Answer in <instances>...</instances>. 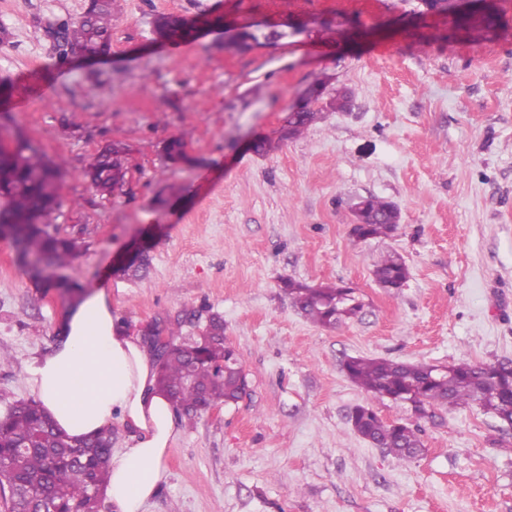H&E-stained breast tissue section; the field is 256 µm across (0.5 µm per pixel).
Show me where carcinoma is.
Segmentation results:
<instances>
[{
  "mask_svg": "<svg viewBox=\"0 0 512 512\" xmlns=\"http://www.w3.org/2000/svg\"><path fill=\"white\" fill-rule=\"evenodd\" d=\"M103 0L90 6L76 22L64 20L55 29L54 49L61 56L75 49L97 53L109 49L112 34V4ZM427 11L456 16L448 0H420ZM160 41L175 42L189 35L178 15H161L153 23ZM323 96L310 91L307 103L292 112L286 136L296 137L316 119L310 103ZM165 151L174 162L187 159L185 142L167 141ZM88 175L101 189L113 191L124 184L126 152L112 145L100 152ZM62 164L52 160L12 124L10 114L0 113V226H12L20 255L38 265L40 288L64 287L71 299L80 287L61 274L74 259L78 244L73 238L47 230L51 215L60 204ZM397 206L383 198L367 197L363 223L353 231L360 238L389 236L397 230ZM378 285L395 288L406 282L403 258L392 253L374 270ZM292 304L310 322L336 327L358 317L363 302L354 289L339 284L310 286L293 279L282 281ZM184 320L167 324L171 341L163 353L153 351L158 366V384L172 408L193 419L218 405H235L241 399L247 375L240 360L227 349L224 318L212 313L200 329L207 336L202 344H191L182 335ZM224 361V372L215 370ZM348 378L376 401L393 402L420 397L426 408L438 405L465 406L480 403L504 426L512 427V361L473 363L460 361L439 371L434 365L414 364L383 358L353 356L345 360ZM354 430L396 458L416 457L422 450L420 426L401 421L382 422L372 415L352 423ZM113 430L108 426L97 435L73 443L59 433L35 400L15 401L0 393V459L10 466L0 469V499L6 512H99L97 492L110 479Z\"/></svg>",
  "mask_w": 512,
  "mask_h": 512,
  "instance_id": "cac0c4a2",
  "label": "carcinoma"
}]
</instances>
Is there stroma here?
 <instances>
[{
  "label": "stroma",
  "mask_w": 512,
  "mask_h": 512,
  "mask_svg": "<svg viewBox=\"0 0 512 512\" xmlns=\"http://www.w3.org/2000/svg\"><path fill=\"white\" fill-rule=\"evenodd\" d=\"M89 0H0V113L62 163L49 231L77 240L67 274L106 288L132 333L216 312L249 381L237 405L175 413L169 476L145 512H512V428L480 406L420 420L422 452L402 461L352 428L372 403L351 356L448 364L512 360V0L494 26L449 28L419 0H117L109 53L57 55L49 30ZM161 14L223 15L187 42H159ZM283 37L228 51L244 26ZM348 92L303 134L284 130L311 87ZM27 101L26 110L18 102ZM188 146L174 164L164 145ZM267 141L258 154L251 141ZM118 144L129 172L97 190L94 158ZM399 210L388 237L358 241L351 202ZM150 264L117 268L133 246ZM400 254L404 287H379ZM356 289L361 314L307 321L282 279ZM66 303L36 291L0 241V391L31 398V360L57 341ZM374 276L380 286L391 285L394 288H402L401 284L405 283L408 277V269L403 258L399 254L392 253L376 265Z\"/></svg>",
  "instance_id": "1"
}]
</instances>
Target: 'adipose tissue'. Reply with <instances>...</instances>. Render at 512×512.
<instances>
[{
	"instance_id": "ef3b65f1",
	"label": "adipose tissue",
	"mask_w": 512,
	"mask_h": 512,
	"mask_svg": "<svg viewBox=\"0 0 512 512\" xmlns=\"http://www.w3.org/2000/svg\"><path fill=\"white\" fill-rule=\"evenodd\" d=\"M155 372L149 348L119 328L102 288L68 309L54 348L29 365L27 382L60 432L82 439L116 419L129 430L106 488L115 512H143L167 477L174 413Z\"/></svg>"
}]
</instances>
